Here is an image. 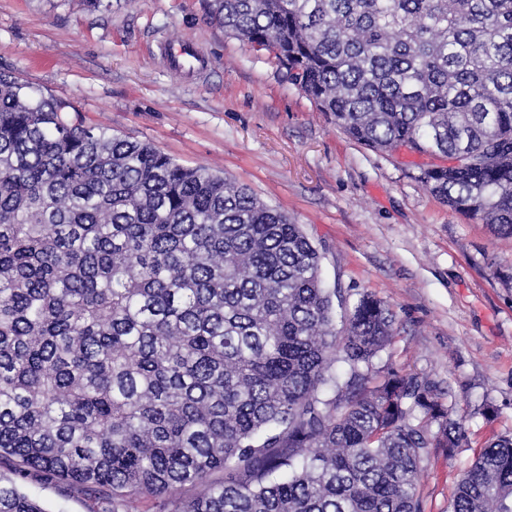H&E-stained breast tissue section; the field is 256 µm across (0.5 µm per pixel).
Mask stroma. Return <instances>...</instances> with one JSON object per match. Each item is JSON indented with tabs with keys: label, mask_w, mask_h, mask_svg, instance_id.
<instances>
[{
	"label": "stroma",
	"mask_w": 512,
	"mask_h": 512,
	"mask_svg": "<svg viewBox=\"0 0 512 512\" xmlns=\"http://www.w3.org/2000/svg\"><path fill=\"white\" fill-rule=\"evenodd\" d=\"M187 38L210 58L199 83L160 53ZM0 70L71 101L86 125L246 185L301 224L328 288L384 301L396 332L371 377L430 378L465 430L421 478L424 512H452L462 473L512 435V238L433 197L418 179L427 156L349 139L272 54L212 23L207 0H0ZM19 487L46 512L92 507L54 483Z\"/></svg>",
	"instance_id": "obj_1"
}]
</instances>
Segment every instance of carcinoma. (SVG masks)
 <instances>
[{"label":"carcinoma","instance_id":"obj_1","mask_svg":"<svg viewBox=\"0 0 512 512\" xmlns=\"http://www.w3.org/2000/svg\"><path fill=\"white\" fill-rule=\"evenodd\" d=\"M208 15L350 139L447 158L422 185L512 237V0H208ZM73 111L0 71V463L94 512L143 496L159 512H423L424 463L464 430L436 382L362 370L391 310L341 299L338 335V291L292 217ZM0 512L46 510L1 473ZM453 512H512V437L463 474Z\"/></svg>","mask_w":512,"mask_h":512}]
</instances>
